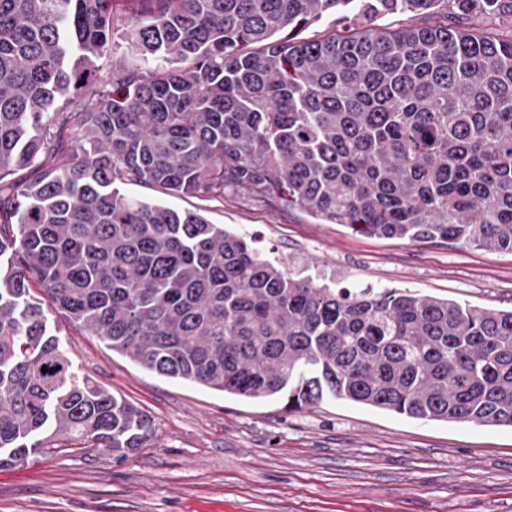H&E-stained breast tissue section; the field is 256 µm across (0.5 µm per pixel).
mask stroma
<instances>
[{"instance_id": "obj_1", "label": "stroma", "mask_w": 512, "mask_h": 512, "mask_svg": "<svg viewBox=\"0 0 512 512\" xmlns=\"http://www.w3.org/2000/svg\"><path fill=\"white\" fill-rule=\"evenodd\" d=\"M122 194L254 237L265 255L331 288H394L512 309V252L365 237L298 208L232 191L178 197L128 182ZM59 348L149 415L125 459L71 443L0 467V512H512V427L399 416L347 401L287 412L159 376L53 314Z\"/></svg>"}]
</instances>
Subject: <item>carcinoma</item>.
<instances>
[{
    "label": "carcinoma",
    "instance_id": "cac0c4a2",
    "mask_svg": "<svg viewBox=\"0 0 512 512\" xmlns=\"http://www.w3.org/2000/svg\"><path fill=\"white\" fill-rule=\"evenodd\" d=\"M114 2L0 0V467L152 438L72 373L48 309L153 373L288 412L512 426V309L320 286L115 188H234L359 235L512 252V29L448 24L512 0H134L120 35ZM409 13L425 23L378 24ZM325 14L316 38H276Z\"/></svg>",
    "mask_w": 512,
    "mask_h": 512
}]
</instances>
